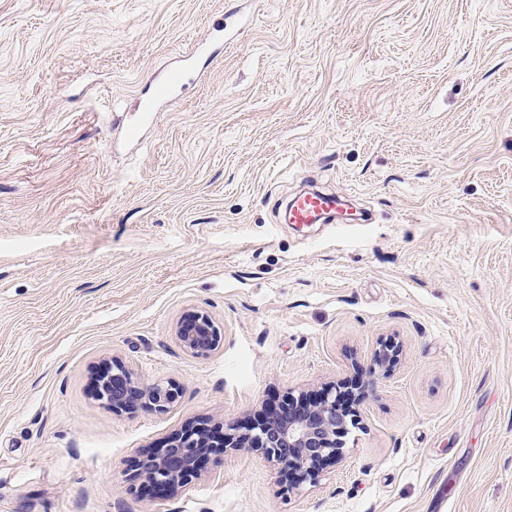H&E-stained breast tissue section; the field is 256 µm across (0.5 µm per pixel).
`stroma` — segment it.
Listing matches in <instances>:
<instances>
[{"instance_id": "stroma-1", "label": "stroma", "mask_w": 512, "mask_h": 512, "mask_svg": "<svg viewBox=\"0 0 512 512\" xmlns=\"http://www.w3.org/2000/svg\"><path fill=\"white\" fill-rule=\"evenodd\" d=\"M315 189L371 223H284ZM113 356L181 398L113 412ZM355 382L317 484L246 453L176 497L139 476ZM0 512H512V0H0ZM182 77V69L180 67L173 70L168 77L157 83L149 97L143 100L141 112H156V106L159 102L167 100L175 91ZM176 336L182 347L196 356H208L223 344L220 327L201 311L188 313L178 324ZM400 349L392 342H382L379 348L372 355L369 372L371 374L387 373L391 366L397 361Z\"/></svg>"}]
</instances>
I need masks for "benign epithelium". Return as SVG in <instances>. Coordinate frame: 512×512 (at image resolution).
Instances as JSON below:
<instances>
[{"mask_svg": "<svg viewBox=\"0 0 512 512\" xmlns=\"http://www.w3.org/2000/svg\"><path fill=\"white\" fill-rule=\"evenodd\" d=\"M182 347L208 356L223 344L219 326L205 312L192 311L178 324ZM400 349L382 342L372 355L369 372L386 373L397 361ZM94 397L114 412L133 414L142 409L164 411L182 394L174 382L146 384L116 358L105 360L93 373ZM348 393L331 389L317 397L290 395L253 418L242 429L219 432L197 425L147 450L139 463L144 482L171 496L183 494L201 476L206 462L229 450L256 452L277 466L283 479L315 484L323 464L342 454V438L356 425V414L347 404Z\"/></svg>", "mask_w": 512, "mask_h": 512, "instance_id": "obj_1", "label": "benign epithelium"}]
</instances>
